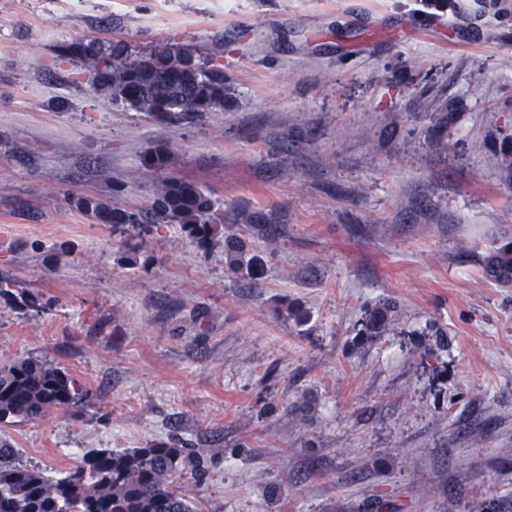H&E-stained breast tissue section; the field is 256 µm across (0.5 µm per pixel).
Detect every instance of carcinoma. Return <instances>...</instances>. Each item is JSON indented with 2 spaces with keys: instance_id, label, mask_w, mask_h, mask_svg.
Here are the masks:
<instances>
[{
  "instance_id": "carcinoma-1",
  "label": "carcinoma",
  "mask_w": 512,
  "mask_h": 512,
  "mask_svg": "<svg viewBox=\"0 0 512 512\" xmlns=\"http://www.w3.org/2000/svg\"><path fill=\"white\" fill-rule=\"evenodd\" d=\"M61 56L82 63L107 61L106 68L89 80L92 88L113 104L144 112L162 126L235 105L221 67L171 44L134 51L122 41L75 39L61 47ZM144 167L151 181V200L145 208L125 209L95 196H76L75 206L100 224H131L142 238L163 224H179L203 247L224 245L227 274L258 278L259 270L246 258V241L228 234V225L271 224L272 217L247 209L224 215L208 191L172 171L164 144L145 158ZM483 272L490 280L512 284L511 235L493 240ZM10 283L7 278L0 280V296L36 308L24 293L10 291ZM397 309L393 301L367 309L359 335L366 340L383 335ZM88 398V390L47 357L0 360V423L41 420L53 410L78 407ZM187 470L196 478L203 475V459L178 438L125 451H89L79 465L55 479L23 463L16 449L3 444L0 512H198L181 483Z\"/></svg>"
}]
</instances>
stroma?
<instances>
[{
  "mask_svg": "<svg viewBox=\"0 0 512 512\" xmlns=\"http://www.w3.org/2000/svg\"><path fill=\"white\" fill-rule=\"evenodd\" d=\"M79 37L179 44L237 104L158 125L58 59ZM509 133L512 0H0V277L37 304L0 297V359L50 357L90 393L0 443L57 477L179 437L204 458L184 481L200 512L511 502L512 285L482 269L512 229ZM160 144L226 211L273 216L232 227L259 279L180 225L142 240L69 203L146 206ZM390 300V331L362 340ZM397 309L398 305L393 301L379 303L367 309L359 336H363L366 340L382 336L393 322Z\"/></svg>",
  "mask_w": 512,
  "mask_h": 512,
  "instance_id": "stroma-1",
  "label": "stroma"
}]
</instances>
